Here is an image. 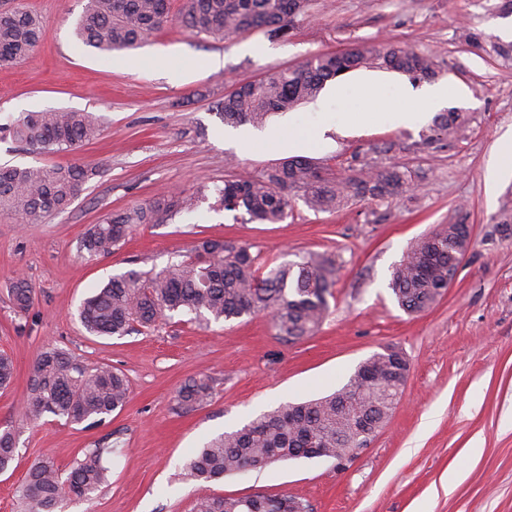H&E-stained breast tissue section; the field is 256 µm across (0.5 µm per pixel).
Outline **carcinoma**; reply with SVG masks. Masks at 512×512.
Wrapping results in <instances>:
<instances>
[{"label": "carcinoma", "mask_w": 512, "mask_h": 512, "mask_svg": "<svg viewBox=\"0 0 512 512\" xmlns=\"http://www.w3.org/2000/svg\"><path fill=\"white\" fill-rule=\"evenodd\" d=\"M310 0H187L177 17L185 29L222 40L262 30L269 38L288 34L294 23L309 15ZM169 21L168 0H87L75 34L89 47L120 51L136 46ZM42 29L29 11L17 8L0 16V67L23 60L38 44ZM361 68L396 71L413 80L438 75L434 57L414 49L371 42L348 51L324 53L301 65L262 80L243 81L215 103L226 126L262 127L275 113L288 112L318 97L327 81ZM461 114L438 113L422 131L419 145L428 146L456 136ZM101 134L86 112L43 110L25 112L0 124V139L42 153L75 149ZM95 171L78 165L0 167V211L25 220L66 210ZM409 171L398 165L360 171L331 182L309 158H288L253 179H226L224 185L197 186L188 195L160 193L147 203L101 224H92L80 241L89 255L106 256L119 249L136 224H164L173 215L191 212L206 202L213 211L245 210L262 224H279L288 216V192L300 190L308 207L331 212L350 199H388L412 190ZM471 238L463 224H440L416 240L394 265L389 288L410 313L436 303L448 289V263L467 251ZM335 261L303 255L272 267H260L251 245L202 239L184 259L159 271L130 269L87 297L79 320L95 336H124L135 326L149 328L172 312L196 319L231 321L257 312L271 315L276 335L300 340L314 335L328 316L326 294L333 284ZM17 312L34 304V288L20 276L11 283ZM409 371L402 352L385 360L376 352L364 360L336 392L318 399L286 403L264 412L243 427L206 443L189 459L186 474L208 482L261 469L271 463L317 457H353L390 419L400 401ZM14 378L12 359L0 353V388ZM210 385L193 379L178 393V404L193 409L208 399ZM128 398L125 376L110 365L89 367L70 354L53 349L35 360L24 413L37 420L45 415L71 423L98 425ZM110 448H94L66 474L54 461L42 458L28 469L19 489L26 512H57L67 497L89 499L107 481L105 456ZM17 456L15 435L0 430V472ZM301 500L283 494L205 497L194 512H298Z\"/></svg>", "instance_id": "cac0c4a2"}]
</instances>
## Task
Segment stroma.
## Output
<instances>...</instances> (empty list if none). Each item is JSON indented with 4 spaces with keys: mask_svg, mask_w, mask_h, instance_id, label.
Masks as SVG:
<instances>
[{
    "mask_svg": "<svg viewBox=\"0 0 512 512\" xmlns=\"http://www.w3.org/2000/svg\"><path fill=\"white\" fill-rule=\"evenodd\" d=\"M503 0H313L308 17L282 39L261 33L224 40L167 24L136 48L102 52L78 42L85 0H0L41 20V42L0 68V123L47 108L92 113L103 127L76 150L40 154L0 141V165L81 164L95 171L62 212L24 222L0 212V353L15 374L0 389V428L19 455L0 472V512H22L17 490L38 459L69 471L86 449L111 448L109 482L90 501L61 512H193L199 497L288 494L310 512H512V237L495 232L512 206V176L488 186L498 141L512 132V59L477 51L512 44ZM362 42H393L433 55L448 106L465 125L452 139L420 146L421 127L397 113L416 109L424 82L362 68L326 84L264 127L238 128L237 140L212 109L234 84L256 80ZM356 128L344 129L348 115ZM304 138L305 157L333 179L404 166L417 189L384 201L353 200L334 212L307 207L300 191L279 224L244 211L200 204L164 224H140L108 256H89L80 240L92 224L151 200L162 190L192 192L198 182L249 179L288 158L281 139ZM471 227V246L444 296L420 313L404 312L389 287L393 265L435 225ZM252 244L261 264L308 253L336 261L329 315L313 336H276L266 313L200 325L175 314L122 337L90 335L83 300L115 275L160 270L183 259L198 239ZM22 275L35 290L28 313L9 293ZM392 345L410 371L402 400L370 444L343 467L290 460L211 483L187 478V460L217 435L241 428L280 404L341 388L360 362ZM60 348L88 366L108 364L129 383L126 406L86 427L53 416L31 422L21 404L33 364ZM211 395L192 410L177 404L189 379Z\"/></svg>",
    "mask_w": 512,
    "mask_h": 512,
    "instance_id": "obj_1",
    "label": "stroma"
}]
</instances>
